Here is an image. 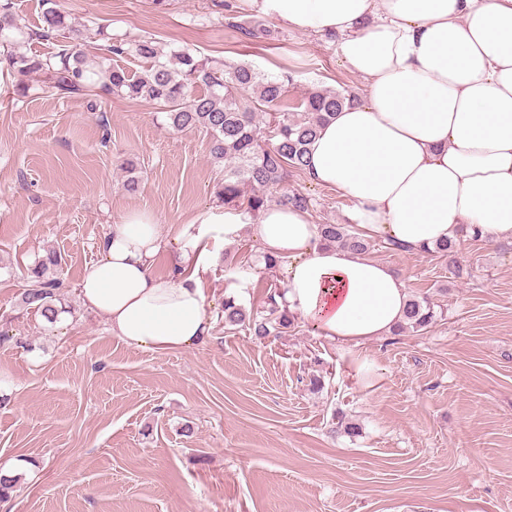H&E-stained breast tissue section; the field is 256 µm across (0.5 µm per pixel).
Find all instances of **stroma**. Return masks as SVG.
I'll return each instance as SVG.
<instances>
[{
  "label": "stroma",
  "mask_w": 512,
  "mask_h": 512,
  "mask_svg": "<svg viewBox=\"0 0 512 512\" xmlns=\"http://www.w3.org/2000/svg\"><path fill=\"white\" fill-rule=\"evenodd\" d=\"M81 25L84 52L107 36L151 37L164 49L294 77L287 98L365 83L332 38L268 21L232 0H60ZM106 26L107 36L97 35ZM0 69V466L20 478L0 512H512V243L457 238L456 265L374 240L410 294L443 309L428 329L360 347L313 335L301 319L257 339L224 327V298L268 316L278 282L250 230L219 245L202 280L213 322L206 343L154 355L109 336L77 285L109 224L133 209L186 223L219 205L224 168L205 130L166 126L156 105L99 90L60 97L29 78L12 93ZM134 160L140 186L127 192ZM314 200L316 224H344L351 202L292 171L281 192ZM68 313L48 323L19 301L49 252ZM369 368L357 372V362ZM358 435L346 431L347 423Z\"/></svg>",
  "instance_id": "35a3bbf8"
}]
</instances>
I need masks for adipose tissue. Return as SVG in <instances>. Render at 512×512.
<instances>
[{"label": "adipose tissue", "instance_id": "1", "mask_svg": "<svg viewBox=\"0 0 512 512\" xmlns=\"http://www.w3.org/2000/svg\"><path fill=\"white\" fill-rule=\"evenodd\" d=\"M300 33L329 34L367 83L307 153L313 183L350 200L363 236L419 252L474 224L512 242V0H250ZM241 212L199 210L160 227L128 211L100 240L78 284L110 336L156 355L202 344L212 330L201 287L215 243L237 238ZM260 255L280 261L281 308L340 344L391 335L407 284L385 263L325 244L307 212L273 204L251 228ZM171 255L167 275L154 265Z\"/></svg>", "mask_w": 512, "mask_h": 512}]
</instances>
